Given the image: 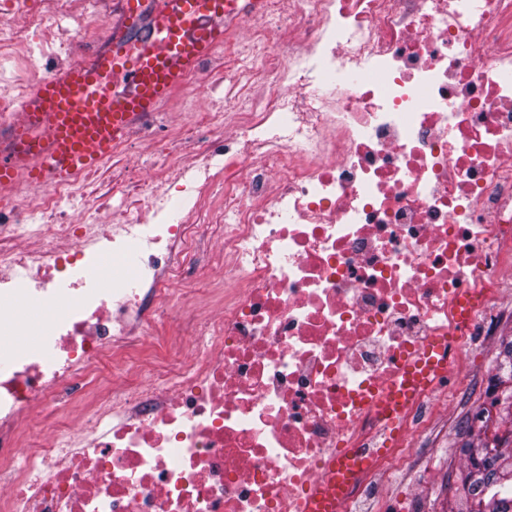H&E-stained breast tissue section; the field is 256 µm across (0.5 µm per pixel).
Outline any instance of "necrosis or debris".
<instances>
[{
    "mask_svg": "<svg viewBox=\"0 0 512 512\" xmlns=\"http://www.w3.org/2000/svg\"><path fill=\"white\" fill-rule=\"evenodd\" d=\"M136 2L134 23L127 0H0V54L18 61L0 155L40 84L151 41L163 0ZM67 20L62 54L48 33ZM224 60L229 111L194 73L163 138L140 121L159 168L122 143L94 170L0 188V512H310L339 457L337 512L425 501L423 483L380 493L512 305V0H265ZM77 196L87 214L66 211ZM204 236L223 309L194 319L202 345L173 365L134 362L141 335L165 343L160 305L193 300ZM106 253L137 270L101 287ZM438 336L447 377L386 409ZM117 357L143 381L70 423L90 367Z\"/></svg>",
    "mask_w": 512,
    "mask_h": 512,
    "instance_id": "necrosis-or-debris-1",
    "label": "necrosis or debris"
}]
</instances>
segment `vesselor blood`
Wrapping results in <instances>:
<instances>
[{"instance_id": "1", "label": "vessel or blood", "mask_w": 512, "mask_h": 512, "mask_svg": "<svg viewBox=\"0 0 512 512\" xmlns=\"http://www.w3.org/2000/svg\"><path fill=\"white\" fill-rule=\"evenodd\" d=\"M264 0H164L152 24L156 38L119 69L127 88L109 96L98 75L71 69L42 84L23 109L48 137L25 135L0 159V185L48 182L94 167L127 136L138 117L156 112L198 64L213 55Z\"/></svg>"}]
</instances>
